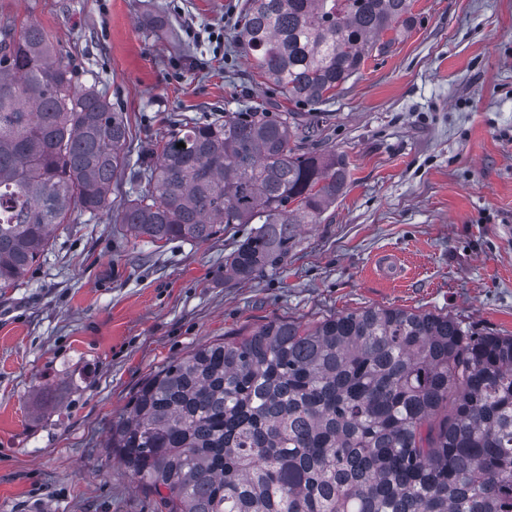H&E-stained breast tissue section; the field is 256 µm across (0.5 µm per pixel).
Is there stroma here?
I'll return each instance as SVG.
<instances>
[{"mask_svg": "<svg viewBox=\"0 0 512 512\" xmlns=\"http://www.w3.org/2000/svg\"><path fill=\"white\" fill-rule=\"evenodd\" d=\"M245 0H0L37 23L77 87L125 112L132 155L184 123L289 103L238 40ZM390 52L323 105L306 149L350 178L281 267L224 257L250 233L153 243L79 217L0 289V512H157L106 448L140 383L200 344L269 321L399 307L512 336V0H413ZM177 33L163 35L158 20ZM399 256L402 278L375 272Z\"/></svg>", "mask_w": 512, "mask_h": 512, "instance_id": "1", "label": "stroma"}]
</instances>
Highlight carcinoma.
<instances>
[{
	"mask_svg": "<svg viewBox=\"0 0 512 512\" xmlns=\"http://www.w3.org/2000/svg\"><path fill=\"white\" fill-rule=\"evenodd\" d=\"M412 0H247L239 37L288 100L316 106L385 50ZM301 112L185 125L157 163L95 88L76 90L42 28L0 15V288L52 235L104 212L135 238L204 243L255 224L224 257L239 279L288 255L348 177L294 144ZM184 146L177 147V144ZM107 447L160 512H512V336L402 308L274 320L201 344L145 379Z\"/></svg>",
	"mask_w": 512,
	"mask_h": 512,
	"instance_id": "cac0c4a2",
	"label": "carcinoma"
}]
</instances>
